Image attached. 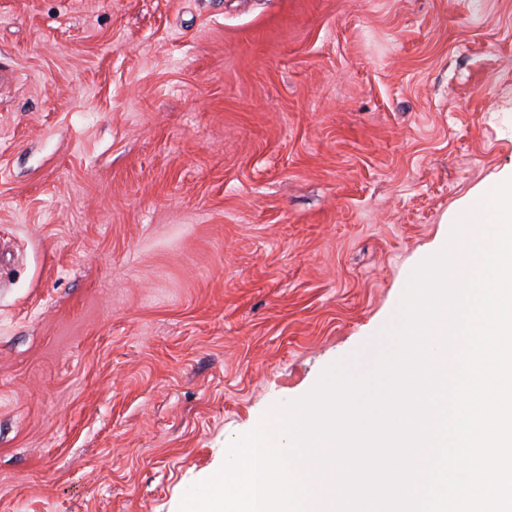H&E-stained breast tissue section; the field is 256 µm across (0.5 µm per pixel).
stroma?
<instances>
[{
    "instance_id": "stroma-1",
    "label": "stroma",
    "mask_w": 512,
    "mask_h": 512,
    "mask_svg": "<svg viewBox=\"0 0 512 512\" xmlns=\"http://www.w3.org/2000/svg\"><path fill=\"white\" fill-rule=\"evenodd\" d=\"M0 512H178L512 168V0H0Z\"/></svg>"
}]
</instances>
